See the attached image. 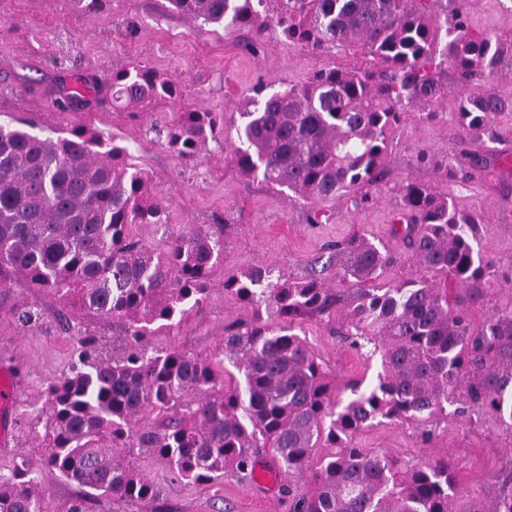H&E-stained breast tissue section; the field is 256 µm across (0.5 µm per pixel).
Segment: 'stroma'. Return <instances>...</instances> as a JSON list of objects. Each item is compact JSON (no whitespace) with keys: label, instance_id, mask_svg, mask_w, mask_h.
<instances>
[{"label":"stroma","instance_id":"1","mask_svg":"<svg viewBox=\"0 0 512 512\" xmlns=\"http://www.w3.org/2000/svg\"><path fill=\"white\" fill-rule=\"evenodd\" d=\"M465 12L472 26L512 40V0H469ZM130 22L139 27L137 37L123 33ZM251 38L247 29L228 33L185 18L172 11L168 0H105L90 14L72 11L68 0H0V122L27 118L47 136L66 127L90 126L125 146L167 211L165 225L136 226L147 245L159 246L166 234L189 229L224 233V259L212 270L206 302L166 337V344L214 357L222 350L225 326L252 317L250 307L225 291L226 279L256 266L291 279L320 270L333 278L346 256L333 250L332 242L355 235L396 253L385 280L415 277V264L391 234L396 189L407 179L447 192L458 208L479 221L478 249L492 272L482 285L481 306L470 307L463 287L453 289L460 305L469 307L473 326L482 325L486 312L512 308V178L499 164L470 179L450 175L449 165H461L470 150L457 131L453 103L437 106L431 116L405 114L390 133L375 187L377 201L362 209L348 194L322 203L319 208L331 216L323 224L310 223L317 207L309 201L238 169L224 142L235 138L256 85L266 84L272 93L304 83L322 68L361 64L360 57L339 48L315 52L273 38L252 53L245 48ZM131 64L168 74L180 84L182 101H161L151 111L135 114L96 101L66 112L54 108L58 80L83 74L104 81ZM184 106L216 113L222 127L220 136L199 144L189 157L169 149L154 133ZM6 298L7 305L0 307V353L11 355L12 370L23 386L13 444L0 449V466L23 455L39 458L43 391L47 382L69 372L78 331H92L107 347L120 335L110 319L88 314H71L68 324H60L55 298L20 281L11 282ZM352 300L351 293L342 294L334 323L313 318L303 324L309 345L340 385L372 380L380 368L379 358H366L333 332ZM14 302L41 309L43 321L22 326L10 308ZM355 443L407 461L449 455L460 483L481 501L492 494L491 475L512 469V435L488 418L449 416L426 442L414 426L383 419L360 432ZM138 464L161 488L170 512H288L280 489H266L254 479L194 486L174 479L161 459L143 456Z\"/></svg>","mask_w":512,"mask_h":512}]
</instances>
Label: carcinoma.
I'll return each mask as SVG.
<instances>
[{"mask_svg":"<svg viewBox=\"0 0 512 512\" xmlns=\"http://www.w3.org/2000/svg\"><path fill=\"white\" fill-rule=\"evenodd\" d=\"M186 18L226 31L247 27L261 43L269 30L313 51L338 46L372 58L370 68H322L302 85L256 97L237 128L232 160L246 174L299 196L331 201L377 183L389 133L411 109L448 96L442 74L453 67L462 135L482 148L492 123L512 112V95H473L467 86L498 76L504 43L474 28L465 0H448L444 19L433 0H280L274 17L265 0H169ZM119 109L147 112L182 95L166 74L133 64L82 88L60 85L61 111L88 103L84 92ZM212 112H179L159 136L190 155L216 138ZM124 146L94 129L43 136L26 120L0 123V305L6 279L54 296L59 316L83 311L122 325L123 344L105 352L97 337L78 340L69 373L50 381L44 405V451L37 464L22 456L0 474V512H48L37 477L49 472L80 489L69 512H93L100 499L162 512L159 486L137 458H161L179 481L244 479L270 455L291 485L292 512H512V472L494 479L489 502L469 499L448 455L402 462L358 448L357 434L377 419L397 423L490 416L512 430V310L486 315L481 328L440 280L482 301L490 274L475 249L478 222L437 187L399 186L393 234L418 274L382 281L395 257L367 238L338 245L347 256L336 276L355 285L354 307L340 335L355 348L373 345L381 371L375 383L336 389L297 330L311 317L331 318L339 293L319 276L288 280L253 268L224 281V290L252 307V318L224 330V357L202 359L159 347L207 299L210 271L224 257L221 231L192 230L160 248L132 234L137 224L167 223L144 173ZM497 161L473 152L480 172ZM25 327L40 309L16 308ZM453 411H448V408Z\"/></svg>","mask_w":512,"mask_h":512,"instance_id":"obj_1","label":"carcinoma"}]
</instances>
